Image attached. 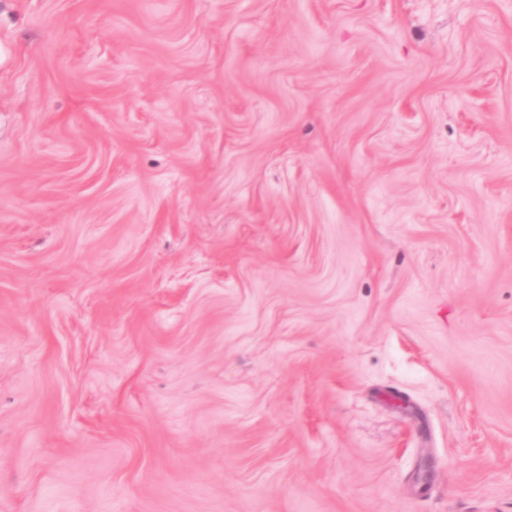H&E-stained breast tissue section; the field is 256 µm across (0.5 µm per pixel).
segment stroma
Wrapping results in <instances>:
<instances>
[{"label": "stroma", "instance_id": "35a3bbf8", "mask_svg": "<svg viewBox=\"0 0 512 512\" xmlns=\"http://www.w3.org/2000/svg\"><path fill=\"white\" fill-rule=\"evenodd\" d=\"M0 45V512H512V0Z\"/></svg>", "mask_w": 512, "mask_h": 512}]
</instances>
